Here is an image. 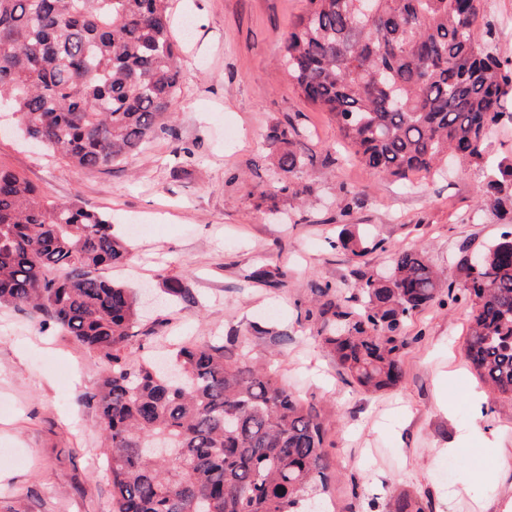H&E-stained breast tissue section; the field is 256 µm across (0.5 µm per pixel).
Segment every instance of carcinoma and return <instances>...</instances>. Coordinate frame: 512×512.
I'll return each instance as SVG.
<instances>
[{
	"label": "carcinoma",
	"instance_id": "1",
	"mask_svg": "<svg viewBox=\"0 0 512 512\" xmlns=\"http://www.w3.org/2000/svg\"><path fill=\"white\" fill-rule=\"evenodd\" d=\"M306 0L281 38L299 94L327 112L361 164L408 182L448 154L487 165L491 129L512 119V60L497 53L483 0ZM169 0H0V104L22 132L75 172L108 167L139 150L172 114L181 79ZM295 128L275 127L271 203L301 191L288 174L302 157ZM512 198V157L491 166L483 204ZM357 257L383 241L338 236ZM128 251L111 218L56 202L0 164V306L53 325L106 369L87 401L97 409L113 512H301L327 492L336 469L324 421L267 368L230 361L224 346L189 343L174 356L181 382L127 347L138 336V297L102 275ZM463 287L443 284L426 256L392 254L381 276H360L359 304L315 282L305 310L322 347L369 392L398 387L405 325L438 302L470 307V369L512 402V221ZM247 279L279 289L287 273L258 266ZM388 512H424L407 495Z\"/></svg>",
	"mask_w": 512,
	"mask_h": 512
}]
</instances>
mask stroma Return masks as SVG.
<instances>
[{
    "mask_svg": "<svg viewBox=\"0 0 512 512\" xmlns=\"http://www.w3.org/2000/svg\"><path fill=\"white\" fill-rule=\"evenodd\" d=\"M304 5L171 0L182 55L167 131L121 165L79 174L28 143L17 115L0 112V164L51 200L111 215L130 256L106 277L157 292L177 278L190 291V300L158 302L143 316L129 353L220 342L297 389L333 443L328 512H385L393 495L419 499L425 512H498L512 496V406L497 403L468 366L466 306L434 303L417 314L407 331L421 339L403 359L405 378L377 394L345 380L304 319L313 282L353 296L355 271L382 273L400 249L422 250L443 281L457 282L463 253L486 250L503 227L480 204L489 171L455 163L408 187L350 157L335 122L293 88L280 61V36ZM286 122L298 132L304 166L292 181L304 193L272 211L260 198L275 162L269 134ZM343 230L384 246L354 257L332 246ZM260 264L286 268L287 286L247 282ZM103 370L73 337L0 307V512H112L98 416L84 399ZM476 393L491 405L484 427L495 447L474 440L465 454L449 453L473 423ZM448 462L446 481L438 469Z\"/></svg>",
    "mask_w": 512,
    "mask_h": 512,
    "instance_id": "1",
    "label": "stroma"
}]
</instances>
